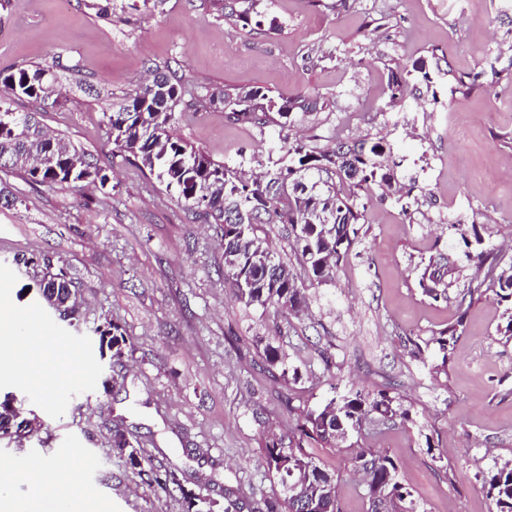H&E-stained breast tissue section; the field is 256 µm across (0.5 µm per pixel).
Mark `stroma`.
I'll list each match as a JSON object with an SVG mask.
<instances>
[{
	"instance_id": "35a3bbf8",
	"label": "stroma",
	"mask_w": 512,
	"mask_h": 512,
	"mask_svg": "<svg viewBox=\"0 0 512 512\" xmlns=\"http://www.w3.org/2000/svg\"><path fill=\"white\" fill-rule=\"evenodd\" d=\"M111 5L110 18L98 8ZM457 0H259L262 24L217 20L208 0H8L0 10V73L50 67L54 99L8 96L107 169L111 181L39 186L0 171V316L27 379L0 375V398L40 422L29 438L0 442V489L15 512H32L29 474L45 462L71 466L70 512H187L184 492L237 512H268L282 496L264 463L267 431L287 433L289 404L324 405L355 391H388L409 416L352 435L391 456L422 512H491L484 488L512 460V340L505 303L474 299L449 357L430 341L457 316L456 284L444 300L419 275L431 253L464 266L455 227L476 225L512 261V87L458 90L457 78L512 74V12L486 4L469 18ZM170 66L186 96L233 85L287 98L304 92L324 110L296 130L317 147L337 137L381 143L391 171L410 187L409 211L373 198L345 265L330 286H308L284 224H261L299 283L310 313L276 315L237 301L224 277L222 227L194 218L155 176L115 151L113 102L138 89L149 65ZM407 83L401 110L456 112L441 123L389 125L392 77ZM173 133L211 160L248 174L272 170L271 128L228 119L220 108L178 115ZM66 264L80 292L77 319L52 318L51 346L35 339L46 309L15 255ZM120 325L134 349L101 357L96 329ZM279 348L298 379L264 370V343ZM429 344L419 362L413 343ZM123 431L138 453L176 475L179 489L144 482L112 450ZM340 473L341 512H367L344 450L315 448Z\"/></svg>"
}]
</instances>
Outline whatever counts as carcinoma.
<instances>
[{
    "label": "carcinoma",
    "instance_id": "obj_1",
    "mask_svg": "<svg viewBox=\"0 0 512 512\" xmlns=\"http://www.w3.org/2000/svg\"><path fill=\"white\" fill-rule=\"evenodd\" d=\"M256 0H211L216 17L246 28ZM48 99L54 89L50 70L21 68L0 76V93ZM183 104L181 82L169 70L155 68L152 79L120 102L109 114L108 126L116 148L137 159L142 168L177 193L187 211L209 223L224 226L225 276L230 279L237 300L247 306L286 311L298 317L309 315L308 298L297 284L290 267L275 258L267 241L259 237L258 224H286L300 248L310 285L335 283L336 272L347 260L357 241V225L365 221L367 206L361 194L380 191V196L403 194L393 183L388 157L382 146L365 142L352 145L340 141L330 152L300 140L288 139L285 129L297 116L316 110L317 103L305 93L286 100L260 88H226L196 98L186 107L198 112L221 106L227 117L236 121L279 128L277 139L291 163L268 175V179L247 181L225 165L212 161L202 151L175 137L172 124L176 109ZM16 170L33 183L56 185L79 183L85 174H103V169L88 160L71 143L46 134L32 117L17 116L0 105V170ZM466 246L464 257L474 265L466 292L457 303L458 318L439 332L436 342L447 363L455 337L464 325L466 300L492 289L502 302H512V263H502L495 249L484 246L478 232L460 230ZM19 269L32 271L40 299L60 316L75 318L78 302L71 297L73 277L49 257L14 258ZM453 274L447 257H430L419 278L423 292L438 299L446 295L448 284L440 270ZM100 343L112 347V358L128 355L127 339L119 326L106 321L99 331ZM263 363L271 369L281 366V377L288 380V369L278 348L266 344ZM295 421L288 437L269 433L265 437V463L280 477L284 498L271 505V512H303L293 497L297 485L310 512H339L336 473L320 465L311 447L338 448L352 431H361L366 421L377 414L384 419L400 416L402 409L387 391L375 395L356 392L331 399L320 409L288 406ZM20 419L0 406V440L12 438ZM113 452L126 458L150 485L168 492L178 485L175 475L160 476L158 469L143 460L125 434L112 436ZM352 471L365 475L364 498L367 512H417L411 492L399 479L394 460L386 453L360 448L351 456ZM487 496L494 512H512V464L506 462L485 480Z\"/></svg>",
    "mask_w": 512,
    "mask_h": 512
}]
</instances>
